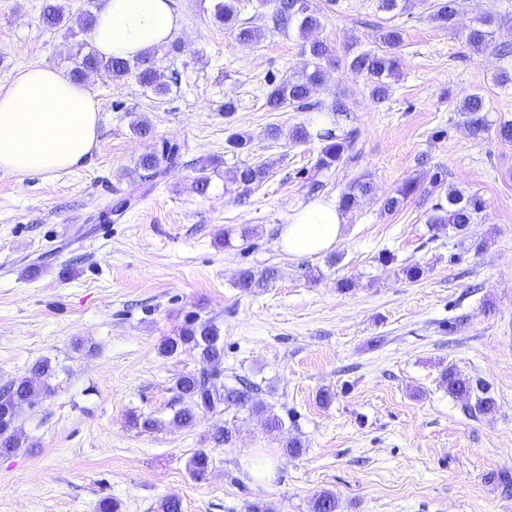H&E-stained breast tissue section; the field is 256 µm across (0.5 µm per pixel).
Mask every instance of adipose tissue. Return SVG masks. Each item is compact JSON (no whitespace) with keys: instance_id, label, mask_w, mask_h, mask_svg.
Listing matches in <instances>:
<instances>
[{"instance_id":"1","label":"adipose tissue","mask_w":512,"mask_h":512,"mask_svg":"<svg viewBox=\"0 0 512 512\" xmlns=\"http://www.w3.org/2000/svg\"><path fill=\"white\" fill-rule=\"evenodd\" d=\"M181 28L170 0H103L88 37L103 59L127 60L168 44ZM100 107L80 81L50 66L18 68L0 86V172L51 176L85 166L98 144ZM345 216L334 199L296 210L280 233L289 254L330 250Z\"/></svg>"}]
</instances>
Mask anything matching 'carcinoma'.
<instances>
[{
    "label": "carcinoma",
    "instance_id": "cac0c4a2",
    "mask_svg": "<svg viewBox=\"0 0 512 512\" xmlns=\"http://www.w3.org/2000/svg\"><path fill=\"white\" fill-rule=\"evenodd\" d=\"M244 0H216L213 9L214 18L224 24V28L235 35L242 43H257L265 37V28L255 26L251 22L240 19ZM274 10L269 16L272 28L286 30L292 23H297L299 36L304 40L300 65L291 77L275 83L267 80L264 91V108L268 112H279L291 106L304 112L315 107L311 100L314 89L321 85L326 70L333 64L329 48L322 41L310 38V35L322 26L321 16L310 0H272ZM457 0H436L430 5L433 9L431 17L441 26L454 29L457 14ZM43 23L54 28H67L71 17L61 6L51 0H45L42 9ZM492 20L481 17L465 34V43L479 52L487 49L493 42L494 32L490 30ZM403 44L402 30L397 26H387L379 33V46L375 50L362 51L354 55L349 70L356 76L365 79L371 94L378 100L388 98L390 86L386 79L398 69L397 50ZM106 69L116 79L133 78L139 85L152 94L164 96L171 90V83L178 81V73L166 74L157 66L155 56L151 53L142 55L132 61L112 58L105 61L90 51L84 54L74 76L80 78L87 71L99 68ZM484 99L475 94L466 98L461 111L468 115L467 123L473 133L486 131ZM291 140L302 144L316 138L322 142L320 155L314 168L318 171L330 170L337 166L351 147L345 137H338L332 128H324L312 132L305 125L295 126ZM250 137L243 132H235L226 140V151L241 153L248 149ZM181 157V146L177 143H164L160 150L143 155L137 168L143 171L140 182L151 183L164 177L167 170L177 164ZM223 164L220 158H212L200 167V175L194 180V189L200 194L208 191L211 185L209 170H217ZM271 169V164H244L236 166L229 172L227 180L245 190L260 186ZM373 190L368 181L358 180L352 183L340 198V207L350 210L358 202V198L370 194ZM421 193L445 195L446 202H437L431 208L427 223L435 231H442L450 226L458 232L474 223L484 208L483 200L477 195H465L447 187L446 173L434 174L430 187L423 188L412 180L407 181L394 195L383 203V209L389 213L396 212L400 206L412 196ZM272 268L254 270L243 269L239 272L236 286L244 290L265 288L275 279ZM189 347L197 351L202 369L182 375L176 382L174 411L169 423L178 427L190 428L196 422L197 411H224L230 409L247 410L263 417L264 424L270 429L282 426V419L274 414L273 408L255 400L258 386L237 375L224 381V371L219 365L224 363V336L220 327L211 320H200L190 317L178 335L165 339L161 353L166 357L177 355L182 349ZM53 368L47 359L36 362L31 368V375L11 380L0 387V456H8L26 447V437L19 425V412L25 405H32L35 397L48 389L45 379L52 375ZM441 384L448 395L465 402L471 413L487 414L494 410L495 399L491 396L488 385L481 379L470 380L461 376L456 367L448 365L440 373ZM212 459L206 449H198L190 458L188 468L192 475L204 478L211 469ZM337 499L331 491H322L312 500L311 512H336Z\"/></svg>",
    "mask_w": 512,
    "mask_h": 512
}]
</instances>
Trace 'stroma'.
<instances>
[{
    "label": "stroma",
    "mask_w": 512,
    "mask_h": 512,
    "mask_svg": "<svg viewBox=\"0 0 512 512\" xmlns=\"http://www.w3.org/2000/svg\"><path fill=\"white\" fill-rule=\"evenodd\" d=\"M44 0H0V85L23 65L73 71L90 48L80 25L47 27ZM315 33L335 59L312 95L319 109L266 111L264 80L287 79L303 42L296 27L243 44L216 23L213 0H173L181 19L178 52L160 49V67L179 74L155 97L132 79L104 70L86 76L101 112L98 147L86 166L25 180L0 173V385L49 359V390L24 408L27 446L0 457V512H156L162 498L182 512H310L328 490L337 512H512V143L497 136L512 121V85L495 81L512 57L476 54L463 33L484 15L496 42H512V0H459L455 30L426 6L400 13L378 0H312ZM404 30L400 65L386 101L352 75V54L375 48L380 27ZM472 94L485 101L488 129L473 135L460 110ZM237 110L225 116V100ZM336 132L352 148L331 170L315 171L319 140L295 145L299 124L316 128L335 100ZM332 115V114H331ZM145 120L148 137L132 125ZM277 125L279 140L266 130ZM248 151L225 152L232 132ZM181 145L178 164L141 188L123 214L113 207L132 191L139 158L163 143ZM220 156L225 169L272 161L250 191L212 179L193 188L198 168ZM479 195L485 207L464 234L433 233L436 196L417 195L395 214L383 201L410 179ZM373 185L346 214L329 250L293 256L279 231L294 210L340 198L354 179ZM255 229L243 241L242 228ZM233 231L232 247L224 234ZM390 251L393 264L380 265ZM417 263L415 281L402 272ZM275 267L266 288L244 291L240 269ZM352 280L339 289L340 280ZM217 323L224 374L258 383L282 429L266 430L247 411H203L193 427L169 425L177 378L199 370L196 351L168 358L160 348L187 315ZM453 323L445 332V323ZM454 365L487 382L494 411L464 415L439 375ZM330 402H321L322 393ZM134 414L161 418L151 432ZM235 430L231 444L209 443L214 429ZM299 438L304 451H283ZM213 460L204 479L188 461L199 448Z\"/></svg>",
    "instance_id": "35a3bbf8"
}]
</instances>
